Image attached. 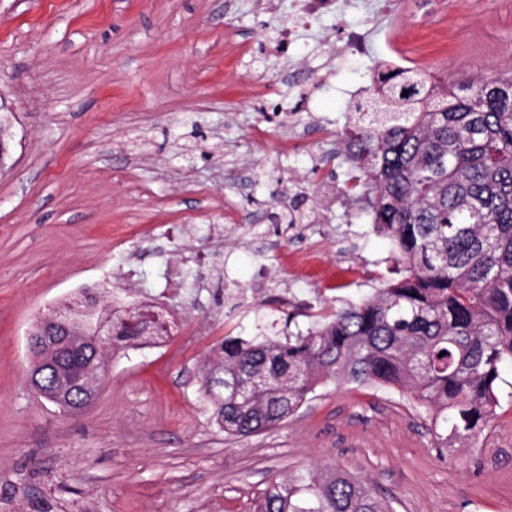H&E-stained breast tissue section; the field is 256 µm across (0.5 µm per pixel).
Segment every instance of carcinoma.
<instances>
[{
	"mask_svg": "<svg viewBox=\"0 0 512 512\" xmlns=\"http://www.w3.org/2000/svg\"><path fill=\"white\" fill-rule=\"evenodd\" d=\"M512 74L480 76L474 93L417 69L384 74L354 108L336 157L355 171L346 191L367 200L396 257L394 283L357 303L324 306L306 333L269 325L226 336L201 366V392L230 436L269 430L328 381L407 393L432 418L436 448L470 447L498 406L512 362ZM408 89L424 98L407 100ZM293 200L268 220L284 234L305 213ZM445 355H440V352ZM98 355L78 349L79 369ZM255 512H390L364 481L311 469L275 481Z\"/></svg>",
	"mask_w": 512,
	"mask_h": 512,
	"instance_id": "1",
	"label": "carcinoma"
}]
</instances>
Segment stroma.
I'll return each mask as SVG.
<instances>
[{
	"instance_id": "35a3bbf8",
	"label": "stroma",
	"mask_w": 512,
	"mask_h": 512,
	"mask_svg": "<svg viewBox=\"0 0 512 512\" xmlns=\"http://www.w3.org/2000/svg\"><path fill=\"white\" fill-rule=\"evenodd\" d=\"M290 0H0V512H252L272 480L315 466L371 484L392 512H512V363L498 416L470 448L439 455L409 396L333 381L277 427L231 438L200 395L201 363L224 336H251L259 314L305 330L321 305L359 301L391 276L394 253L345 191L349 166L322 128L343 133L345 90L395 59L457 85L512 69V0H390L305 37L298 79L308 112L267 151L252 78L288 70L266 52ZM344 25L367 51L341 53ZM333 177L322 218L288 236L268 215ZM232 219L224 238L209 225ZM224 275L195 281L197 261ZM269 282L255 290L258 271ZM175 313L159 348L115 350L83 411L30 383L38 316L90 289L111 312L112 279Z\"/></svg>"
}]
</instances>
